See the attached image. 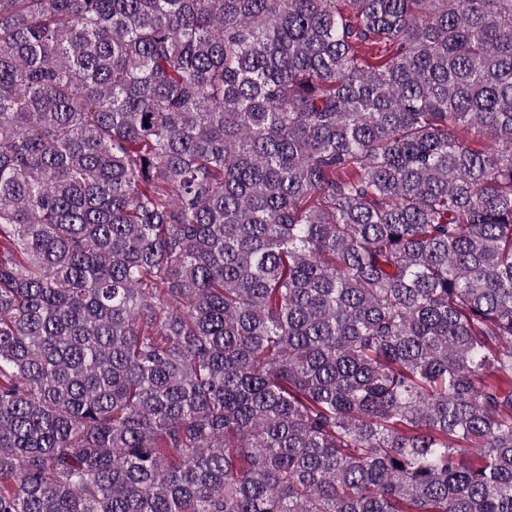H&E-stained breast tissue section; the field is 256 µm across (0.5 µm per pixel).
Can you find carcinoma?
Returning a JSON list of instances; mask_svg holds the SVG:
<instances>
[{"instance_id": "obj_1", "label": "carcinoma", "mask_w": 512, "mask_h": 512, "mask_svg": "<svg viewBox=\"0 0 512 512\" xmlns=\"http://www.w3.org/2000/svg\"><path fill=\"white\" fill-rule=\"evenodd\" d=\"M343 2L0 0V512H512V0Z\"/></svg>"}]
</instances>
